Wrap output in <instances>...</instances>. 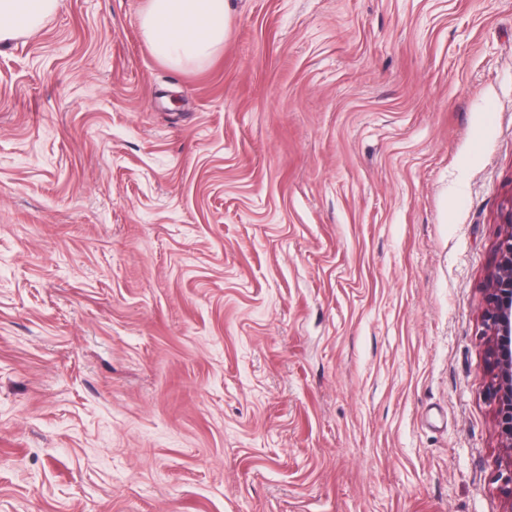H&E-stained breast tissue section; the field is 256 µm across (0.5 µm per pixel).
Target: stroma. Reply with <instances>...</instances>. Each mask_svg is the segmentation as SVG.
<instances>
[{
    "mask_svg": "<svg viewBox=\"0 0 512 512\" xmlns=\"http://www.w3.org/2000/svg\"><path fill=\"white\" fill-rule=\"evenodd\" d=\"M143 3L0 43V512H512V0H232L184 69ZM505 224L487 278L482 324L483 335L488 336L486 362L490 376L485 398L494 406L504 453L498 477L502 492L512 501V211Z\"/></svg>",
    "mask_w": 512,
    "mask_h": 512,
    "instance_id": "stroma-1",
    "label": "stroma"
}]
</instances>
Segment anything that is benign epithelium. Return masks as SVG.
<instances>
[{
  "label": "benign epithelium",
  "instance_id": "7a95c632",
  "mask_svg": "<svg viewBox=\"0 0 512 512\" xmlns=\"http://www.w3.org/2000/svg\"><path fill=\"white\" fill-rule=\"evenodd\" d=\"M496 242L494 262L485 288L483 335L488 337L489 381L485 398L494 406L504 457L500 462L502 492L512 501V211Z\"/></svg>",
  "mask_w": 512,
  "mask_h": 512
}]
</instances>
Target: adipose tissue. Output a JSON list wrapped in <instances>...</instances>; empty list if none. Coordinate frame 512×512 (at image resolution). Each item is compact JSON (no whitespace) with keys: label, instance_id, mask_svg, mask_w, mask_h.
<instances>
[{"label":"adipose tissue","instance_id":"ef3b65f1","mask_svg":"<svg viewBox=\"0 0 512 512\" xmlns=\"http://www.w3.org/2000/svg\"><path fill=\"white\" fill-rule=\"evenodd\" d=\"M59 0H0V42L38 28ZM229 0H145L140 28L151 50L174 66L210 57L224 45Z\"/></svg>","mask_w":512,"mask_h":512}]
</instances>
